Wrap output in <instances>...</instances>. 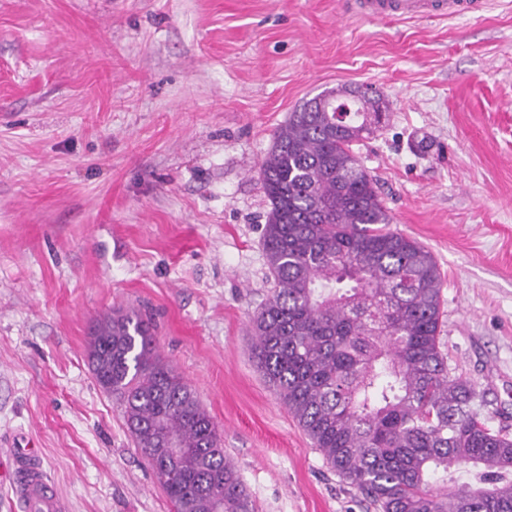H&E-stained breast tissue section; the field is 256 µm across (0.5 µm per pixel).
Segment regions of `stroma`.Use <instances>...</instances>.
Masks as SVG:
<instances>
[{
    "instance_id": "obj_1",
    "label": "stroma",
    "mask_w": 512,
    "mask_h": 512,
    "mask_svg": "<svg viewBox=\"0 0 512 512\" xmlns=\"http://www.w3.org/2000/svg\"><path fill=\"white\" fill-rule=\"evenodd\" d=\"M376 88L355 147L444 278L440 348L512 435V0L369 19L344 0H0V466L37 448L67 512H174L97 384L91 326L154 318L254 512H377L253 354L272 288L260 162L322 91Z\"/></svg>"
}]
</instances>
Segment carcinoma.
<instances>
[{
	"mask_svg": "<svg viewBox=\"0 0 512 512\" xmlns=\"http://www.w3.org/2000/svg\"><path fill=\"white\" fill-rule=\"evenodd\" d=\"M380 126L331 90L275 131L259 176L273 288L252 321L257 365L378 512H512V438L440 350L439 266L390 227L353 151ZM89 361L176 512H252L211 417L155 353L151 320L117 312L97 323Z\"/></svg>",
	"mask_w": 512,
	"mask_h": 512,
	"instance_id": "carcinoma-1",
	"label": "carcinoma"
}]
</instances>
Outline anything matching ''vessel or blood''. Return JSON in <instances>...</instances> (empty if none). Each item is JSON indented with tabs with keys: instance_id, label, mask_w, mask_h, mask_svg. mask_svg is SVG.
Instances as JSON below:
<instances>
[{
	"instance_id": "b4317fda",
	"label": "vessel or blood",
	"mask_w": 512,
	"mask_h": 512,
	"mask_svg": "<svg viewBox=\"0 0 512 512\" xmlns=\"http://www.w3.org/2000/svg\"><path fill=\"white\" fill-rule=\"evenodd\" d=\"M489 0H347L349 13L377 19H423L465 16L487 9ZM11 491L23 512H66L33 448L13 449Z\"/></svg>"
}]
</instances>
